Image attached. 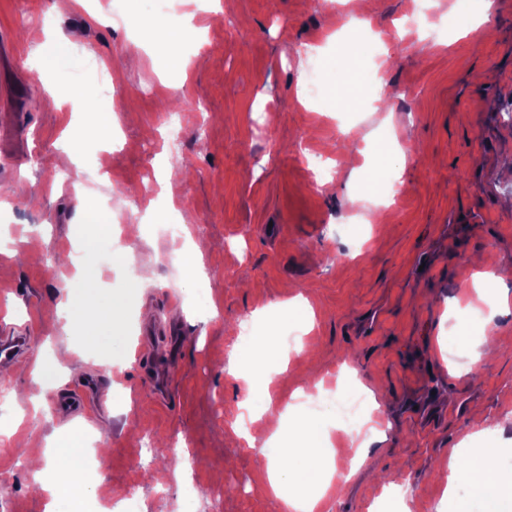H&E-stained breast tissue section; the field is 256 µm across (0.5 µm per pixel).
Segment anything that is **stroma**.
I'll return each instance as SVG.
<instances>
[{
	"instance_id": "35a3bbf8",
	"label": "stroma",
	"mask_w": 512,
	"mask_h": 512,
	"mask_svg": "<svg viewBox=\"0 0 512 512\" xmlns=\"http://www.w3.org/2000/svg\"><path fill=\"white\" fill-rule=\"evenodd\" d=\"M176 2L173 29L188 20L202 33L204 64L183 78L172 73L180 46L129 53L135 30L112 21L134 14L149 30L157 16L145 0H0V237L10 242L0 249V312L12 308L10 323L32 330L29 360L0 404V512H46L50 497L31 486L27 461L70 432L97 440L93 484L103 503L131 493L139 512H181L183 484L145 479L167 469L171 453L195 484L190 512H275L256 467L270 431L253 424L251 445L236 434L244 392L225 366L247 325L251 352L275 351L290 318L255 313L299 295L314 311L305 341L322 359L314 368L306 348L289 355L270 387L275 406L323 380L320 410L299 407L290 418L326 426L337 464L369 428L385 434L320 512H460L469 495L448 485V450L478 423L496 430L495 508L512 512V313L485 306L472 288L476 273L512 267V0H497L463 34L458 21L477 0H429L428 23L401 35L411 0H361L370 29L348 33L340 0H234L232 12L215 14L200 0ZM357 40L363 56L333 71ZM311 46L318 55L307 56ZM49 55L65 87L98 96L101 116L76 114L46 90L39 67ZM98 62L118 95L103 96ZM381 78L401 96L380 107ZM299 90L312 95L309 107L297 104ZM74 141L84 150L73 161ZM317 155L334 193L312 186ZM75 162L82 186L72 190L59 175ZM397 172L404 185L388 199L386 223L373 211L356 215ZM157 173L161 188L140 193ZM174 209L184 236L212 244L205 278L184 269L164 235ZM116 210L143 235L127 237L119 254L100 237L96 286L87 288L72 251L84 246V223ZM64 277L67 314L55 291ZM97 290L119 303L112 334L131 344L132 358L87 349L74 309ZM171 320L174 353L155 355L144 331ZM450 329L458 350L480 358L459 374L434 351ZM41 353L62 372L45 392L31 365ZM162 363L172 366L165 400L147 379ZM338 368L373 393V419L347 414L345 397L332 393ZM92 373L97 390L122 385L121 404L63 417L57 401ZM378 469L397 474L408 505L385 499Z\"/></svg>"
}]
</instances>
